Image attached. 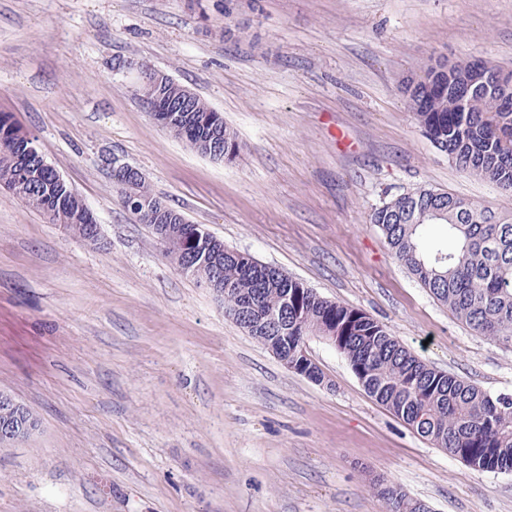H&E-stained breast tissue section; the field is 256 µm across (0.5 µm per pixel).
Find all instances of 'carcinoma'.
Here are the masks:
<instances>
[{"instance_id":"obj_1","label":"carcinoma","mask_w":512,"mask_h":512,"mask_svg":"<svg viewBox=\"0 0 512 512\" xmlns=\"http://www.w3.org/2000/svg\"><path fill=\"white\" fill-rule=\"evenodd\" d=\"M437 70L402 80L400 91L426 136L459 170L512 191V91L476 92L466 111L441 86ZM168 131L213 159L232 162L242 143L221 113L198 96L171 113ZM131 213L157 200L145 180L113 179ZM0 186L50 223L61 224L94 245L99 236L85 230V202L68 182L58 180L31 149L29 134L11 115L0 112ZM148 226L165 256L195 281L207 274L200 254L224 282V310L279 360L301 350L309 336L335 338L365 393L385 406L420 437L477 471H512V395H492L437 370L416 357L386 326L364 312L327 300L287 273L224 247L214 236L194 246L204 229L179 211L151 219ZM370 223L384 235L395 259L459 320L478 334L512 346V217L489 206L433 188L420 187L383 203ZM445 226L451 249L425 243V228ZM373 489L387 512H421L422 503L380 483Z\"/></svg>"}]
</instances>
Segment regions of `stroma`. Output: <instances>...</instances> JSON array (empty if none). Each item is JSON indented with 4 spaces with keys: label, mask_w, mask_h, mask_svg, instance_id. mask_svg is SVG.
I'll list each match as a JSON object with an SVG mask.
<instances>
[{
    "label": "stroma",
    "mask_w": 512,
    "mask_h": 512,
    "mask_svg": "<svg viewBox=\"0 0 512 512\" xmlns=\"http://www.w3.org/2000/svg\"><path fill=\"white\" fill-rule=\"evenodd\" d=\"M473 58L512 70V0H0V112L101 226L87 244L0 188V391L39 419L0 446V512H386L374 476L431 512H512V472L415 434L334 345L306 341L327 386L287 369L162 255L111 176L130 165L225 247L512 394V348L457 320L368 221L420 186L512 214L399 90ZM145 67L221 112L241 157L157 123Z\"/></svg>",
    "instance_id": "1"
}]
</instances>
